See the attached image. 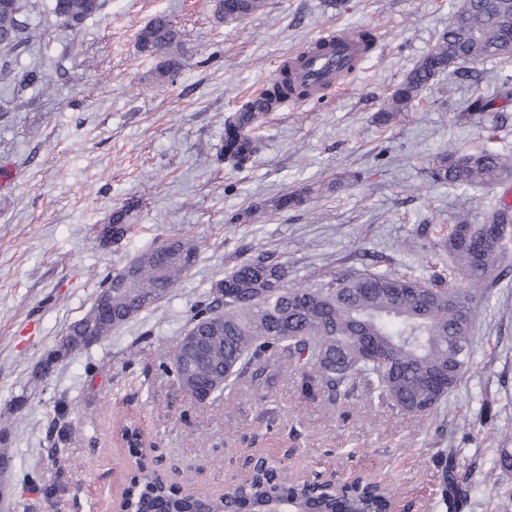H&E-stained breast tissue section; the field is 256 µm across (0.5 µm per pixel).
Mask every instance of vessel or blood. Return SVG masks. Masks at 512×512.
<instances>
[{
	"label": "vessel or blood",
	"mask_w": 512,
	"mask_h": 512,
	"mask_svg": "<svg viewBox=\"0 0 512 512\" xmlns=\"http://www.w3.org/2000/svg\"><path fill=\"white\" fill-rule=\"evenodd\" d=\"M323 39L328 43L326 50L305 49L289 57L294 83L308 87L316 98L340 89L347 63L364 54L362 41L341 39L334 31L324 34Z\"/></svg>",
	"instance_id": "b4317fda"
}]
</instances>
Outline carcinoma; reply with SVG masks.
Returning a JSON list of instances; mask_svg holds the SVG:
<instances>
[{
  "instance_id": "cac0c4a2",
  "label": "carcinoma",
  "mask_w": 512,
  "mask_h": 512,
  "mask_svg": "<svg viewBox=\"0 0 512 512\" xmlns=\"http://www.w3.org/2000/svg\"><path fill=\"white\" fill-rule=\"evenodd\" d=\"M106 0H53L52 13L73 30L100 15ZM264 0H216L215 13L226 24L262 10ZM30 0L0 4V47L14 51L34 38L23 17ZM140 52L162 56L159 75L166 76L183 53L179 31L164 15L151 19L137 35ZM512 60V0H459L457 9L433 49L406 75L380 109L388 122L408 110L441 73L460 62ZM287 96L307 97L294 84L288 64L269 82L264 98L247 101L224 121V152L218 160L234 169L246 167L258 151L253 124ZM512 104V78L497 80L494 90L472 96L460 112H505ZM431 179L453 187L495 189L512 183V154L483 148L442 152ZM304 195L291 192L271 200L276 210L294 208ZM127 211L112 215L101 235L124 238L130 225ZM486 224H512V204L500 199L485 216ZM482 228L465 216L448 225L434 247L448 253L450 275L441 271L419 278L370 266L346 270L323 283L290 282L288 268L260 254L237 265L212 283L205 299L189 316L186 329L201 336L192 373L173 361L172 374L191 396L200 390L221 395L247 372L261 374V365L282 357L300 372L305 388L317 386L333 398L377 400L416 417H434L448 394L472 365L471 335L477 304L509 274L504 260L508 242L473 249L464 230ZM201 246L191 238L168 239L134 256L100 282L98 297L107 309L95 308L71 324L68 336H92L102 343L112 330L126 324L165 298L196 265ZM472 487L458 483L442 489L444 502L455 505ZM282 501L307 499L302 483L280 470L276 483L256 474L234 492L211 504L217 512H244L265 497ZM393 493L387 485L363 486L346 496L324 498L320 512H388ZM165 501L170 512H191L196 500L172 496L164 480L147 468L139 471L129 512H154Z\"/></svg>"
}]
</instances>
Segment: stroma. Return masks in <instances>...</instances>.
<instances>
[{
  "label": "stroma",
  "instance_id": "obj_1",
  "mask_svg": "<svg viewBox=\"0 0 512 512\" xmlns=\"http://www.w3.org/2000/svg\"><path fill=\"white\" fill-rule=\"evenodd\" d=\"M456 0H265L234 24L215 0H107L72 31L31 0L36 43L13 56L16 80L0 84V489L9 512H109L135 475L113 433L138 418L153 466L194 491L234 484L255 455L287 472L357 473L395 487V512H448L445 483L476 492L459 512H512V470L494 467L512 448V277L480 303L473 364L441 413L419 420L361 400L302 393L282 360L264 364L221 400L198 404L164 367L213 281L260 254L295 281L329 280L358 266L426 277L447 266L433 244L459 214L481 220L497 193L430 178L434 158L456 146L512 152V111L458 120L466 99L512 74V62L461 63L390 122L384 101L447 27ZM168 16L182 33L177 69L157 74L137 34ZM366 29L375 51L341 96L268 113L261 149L246 168L218 162L224 120L288 56L328 30ZM35 71L49 87L21 82ZM308 190L303 205L256 203ZM128 209L132 229L104 242L100 229ZM203 242L198 263L154 309L104 344L42 364L91 308L101 279L156 241ZM453 449L442 470L437 451Z\"/></svg>",
  "mask_w": 512,
  "mask_h": 512
}]
</instances>
